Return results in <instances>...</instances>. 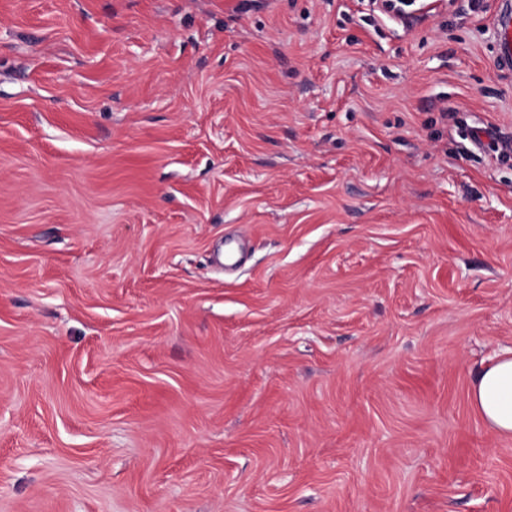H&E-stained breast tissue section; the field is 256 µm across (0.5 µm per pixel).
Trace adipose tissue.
Instances as JSON below:
<instances>
[{"label": "adipose tissue", "instance_id": "obj_1", "mask_svg": "<svg viewBox=\"0 0 512 512\" xmlns=\"http://www.w3.org/2000/svg\"><path fill=\"white\" fill-rule=\"evenodd\" d=\"M471 402L492 431L512 437V352L498 355L474 379Z\"/></svg>", "mask_w": 512, "mask_h": 512}]
</instances>
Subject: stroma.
<instances>
[{"label":"stroma","instance_id":"35a3bbf8","mask_svg":"<svg viewBox=\"0 0 512 512\" xmlns=\"http://www.w3.org/2000/svg\"><path fill=\"white\" fill-rule=\"evenodd\" d=\"M422 0H0V512H512V71ZM471 402L492 431L512 437V351L498 355L473 380Z\"/></svg>","mask_w":512,"mask_h":512}]
</instances>
